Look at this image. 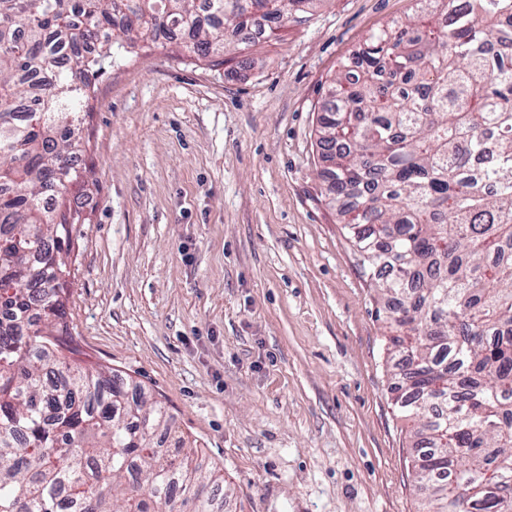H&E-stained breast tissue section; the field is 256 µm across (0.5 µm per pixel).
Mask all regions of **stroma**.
I'll return each mask as SVG.
<instances>
[{"instance_id": "1", "label": "stroma", "mask_w": 512, "mask_h": 512, "mask_svg": "<svg viewBox=\"0 0 512 512\" xmlns=\"http://www.w3.org/2000/svg\"><path fill=\"white\" fill-rule=\"evenodd\" d=\"M416 0H322L210 67L119 53L84 114L65 308L75 357L161 401L224 512H421L383 323L326 196L336 73Z\"/></svg>"}]
</instances>
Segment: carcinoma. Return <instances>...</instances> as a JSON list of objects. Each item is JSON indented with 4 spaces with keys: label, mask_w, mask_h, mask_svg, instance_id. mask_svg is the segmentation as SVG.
<instances>
[{
    "label": "carcinoma",
    "mask_w": 512,
    "mask_h": 512,
    "mask_svg": "<svg viewBox=\"0 0 512 512\" xmlns=\"http://www.w3.org/2000/svg\"><path fill=\"white\" fill-rule=\"evenodd\" d=\"M313 2L0 0V512H224L162 402L72 357L80 106L119 38L222 65ZM417 2L336 73L318 142L423 512H512V0Z\"/></svg>",
    "instance_id": "cac0c4a2"
}]
</instances>
